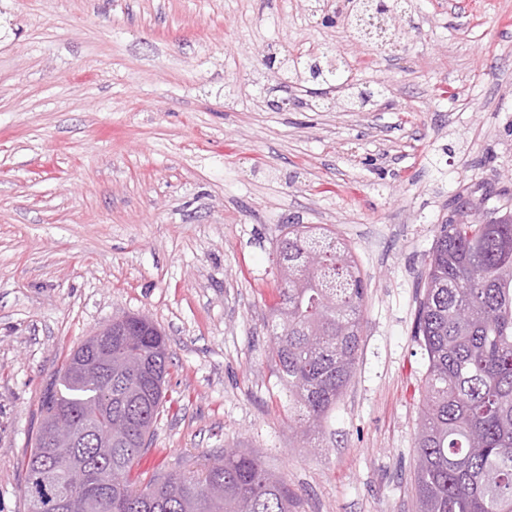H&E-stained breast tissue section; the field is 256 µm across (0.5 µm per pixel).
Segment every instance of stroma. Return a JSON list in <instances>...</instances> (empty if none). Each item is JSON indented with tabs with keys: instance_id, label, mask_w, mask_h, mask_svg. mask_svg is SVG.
<instances>
[{
	"instance_id": "stroma-1",
	"label": "stroma",
	"mask_w": 512,
	"mask_h": 512,
	"mask_svg": "<svg viewBox=\"0 0 512 512\" xmlns=\"http://www.w3.org/2000/svg\"><path fill=\"white\" fill-rule=\"evenodd\" d=\"M379 50L307 0H0V512L67 354L143 315L173 364L140 470L250 449L296 512H414V322L457 207L512 212V0H412ZM337 50L384 108L282 82ZM319 225L365 284L354 376L298 448L269 357L276 244Z\"/></svg>"
}]
</instances>
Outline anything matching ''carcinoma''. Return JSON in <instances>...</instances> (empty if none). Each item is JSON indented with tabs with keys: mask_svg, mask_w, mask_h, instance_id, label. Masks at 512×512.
<instances>
[{
	"mask_svg": "<svg viewBox=\"0 0 512 512\" xmlns=\"http://www.w3.org/2000/svg\"><path fill=\"white\" fill-rule=\"evenodd\" d=\"M283 79L343 86L348 105L380 91L343 77L331 51L277 59ZM277 244L279 301L271 360L288 386V420L302 447L320 430L350 382L362 336L366 286L355 256L327 234L287 224ZM322 264L313 267L309 256ZM427 355L415 444V512H512V214L490 224L450 218L428 255L414 325ZM103 348L89 337L67 355L56 387L41 401V425L25 462L24 507L39 512H293L283 481L237 450L183 466L146 483L136 469L165 398L171 357L145 316L112 322ZM74 426L77 447L51 448L58 421ZM112 427V447L84 435ZM73 467L87 486L59 500L56 479Z\"/></svg>",
	"mask_w": 512,
	"mask_h": 512,
	"instance_id": "obj_1",
	"label": "carcinoma"
}]
</instances>
